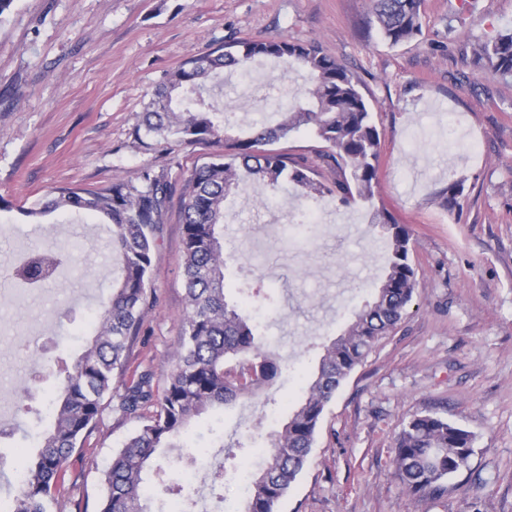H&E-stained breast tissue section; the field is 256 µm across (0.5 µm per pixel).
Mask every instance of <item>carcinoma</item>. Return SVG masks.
<instances>
[{"instance_id":"obj_1","label":"carcinoma","mask_w":512,"mask_h":512,"mask_svg":"<svg viewBox=\"0 0 512 512\" xmlns=\"http://www.w3.org/2000/svg\"><path fill=\"white\" fill-rule=\"evenodd\" d=\"M370 22L384 40L397 46L422 34L423 0H371ZM474 55L492 75L512 77V31L477 42ZM257 59H287L298 64L307 86L274 124L264 119L241 133L224 113L207 103V83L227 73L246 72ZM146 135L169 145L224 142L230 151L195 169L182 187L186 310L179 336L178 361L155 385V373L132 372L129 350L138 339L144 316L155 302L149 288L157 233L166 204L176 190L165 175L145 172L135 185L114 182L104 191L83 194L61 189L41 209L92 212L107 217L108 246L121 259L118 284L102 302L100 322L87 349L70 366L54 360L65 374L50 428L38 445L16 460L19 485L11 512H52L62 500L70 460L81 455L88 436L105 411L138 427L112 456L104 475L100 512H195L197 491L191 483L165 486L168 500L149 493L164 483L162 451L179 447L191 421L215 407L253 397L272 384L282 366L266 349L260 326L224 291V202L232 193L261 185L272 194L299 188L313 201L335 198L348 207L355 197L369 200L378 183L380 136L359 81L339 59L316 43L286 39L240 40L224 52L202 55L170 75L155 91L142 123ZM300 130L326 143L325 159L336 165V179L324 182L306 166H288V157L269 145ZM370 223L387 234L388 269L368 300L353 311L343 332L325 346L316 371L304 380V398L288 410L281 429L261 448L262 462L248 479L249 491L236 512H277L307 465L325 407L372 349L392 333L406 314L416 287L411 235L387 210H376ZM59 254L31 249L13 278L40 286L56 278ZM474 435L462 425L427 411L413 416L395 438L393 472L406 492L439 500L468 466Z\"/></svg>"}]
</instances>
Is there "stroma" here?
Listing matches in <instances>:
<instances>
[{"mask_svg": "<svg viewBox=\"0 0 512 512\" xmlns=\"http://www.w3.org/2000/svg\"><path fill=\"white\" fill-rule=\"evenodd\" d=\"M371 0H12L0 13V497L13 488L15 450L38 426L61 376L43 379L33 411L20 413L38 358L70 340L78 357L92 337L98 302L120 275L108 222L96 215L26 211L67 188L103 191L139 183L144 171L184 184L223 153L220 143L157 144L137 125L156 88L202 54L241 40L316 42L359 78L381 140L378 184L351 208L328 199L315 225L296 192L261 186L224 209L226 294L266 314L270 350L284 367L262 394L194 421L172 453L165 482L192 480L197 512L235 502L239 447L268 436L327 345L384 276L385 234L369 222L386 208L411 234L417 285L408 314L339 388L324 412L310 461L278 512H512V78L486 75L477 40L512 28V0H425L423 33L388 45L370 26ZM304 77L287 61L260 60L213 88V105L238 127L291 102ZM460 131L448 146V127ZM289 162L336 176L326 146L300 131L274 143ZM461 189L449 209L448 187ZM183 197L167 205L150 287L157 301L134 346L131 367L164 379L174 366L186 307ZM50 241L61 249L55 282L25 291L10 278L17 256ZM433 410L474 433L468 470L439 502L409 496L390 466L394 441L412 416ZM137 427L105 416L73 467L61 512H96L112 454ZM224 465L221 494L204 482Z\"/></svg>", "mask_w": 512, "mask_h": 512, "instance_id": "35a3bbf8", "label": "stroma"}]
</instances>
